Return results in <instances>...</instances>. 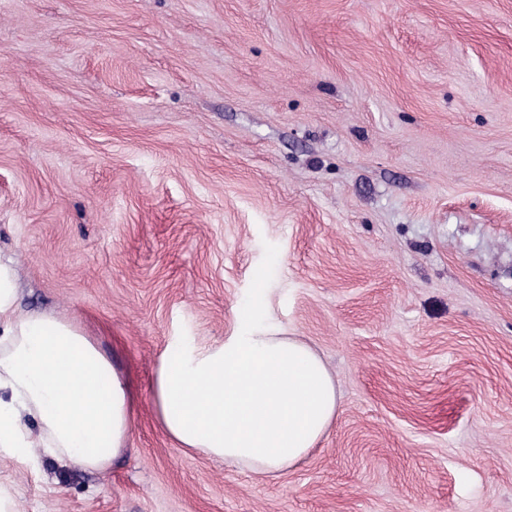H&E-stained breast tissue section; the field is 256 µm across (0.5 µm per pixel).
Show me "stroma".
Wrapping results in <instances>:
<instances>
[{"mask_svg":"<svg viewBox=\"0 0 512 512\" xmlns=\"http://www.w3.org/2000/svg\"><path fill=\"white\" fill-rule=\"evenodd\" d=\"M0 257L130 384L105 469L17 512H512V0H0ZM302 337L288 470L185 452L162 354Z\"/></svg>","mask_w":512,"mask_h":512,"instance_id":"obj_1","label":"stroma"}]
</instances>
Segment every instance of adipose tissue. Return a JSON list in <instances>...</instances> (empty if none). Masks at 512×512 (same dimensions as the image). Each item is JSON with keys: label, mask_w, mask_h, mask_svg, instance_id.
<instances>
[{"label": "adipose tissue", "mask_w": 512, "mask_h": 512, "mask_svg": "<svg viewBox=\"0 0 512 512\" xmlns=\"http://www.w3.org/2000/svg\"><path fill=\"white\" fill-rule=\"evenodd\" d=\"M17 293L13 263L0 259V458L104 470L128 445V384L74 322L18 313ZM155 402L179 447L265 474L314 448L337 394L305 341L243 325L223 342L164 353Z\"/></svg>", "instance_id": "obj_1"}]
</instances>
